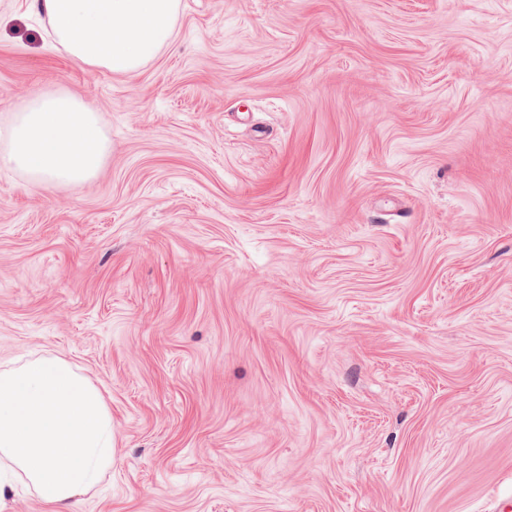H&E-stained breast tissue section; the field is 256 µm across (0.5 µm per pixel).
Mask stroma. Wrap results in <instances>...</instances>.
Listing matches in <instances>:
<instances>
[{
	"instance_id": "35a3bbf8",
	"label": "stroma",
	"mask_w": 512,
	"mask_h": 512,
	"mask_svg": "<svg viewBox=\"0 0 512 512\" xmlns=\"http://www.w3.org/2000/svg\"><path fill=\"white\" fill-rule=\"evenodd\" d=\"M59 86L111 154L0 170V364L103 392L78 512L512 499V0H181L131 75L0 0V113Z\"/></svg>"
}]
</instances>
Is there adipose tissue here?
Returning a JSON list of instances; mask_svg holds the SVG:
<instances>
[{
	"instance_id": "1",
	"label": "adipose tissue",
	"mask_w": 512,
	"mask_h": 512,
	"mask_svg": "<svg viewBox=\"0 0 512 512\" xmlns=\"http://www.w3.org/2000/svg\"><path fill=\"white\" fill-rule=\"evenodd\" d=\"M47 34L76 63L130 75L177 34L181 0H34ZM111 152L88 103L65 88L27 94L0 125V169L27 184L93 180ZM112 415L101 391L65 360L0 366V471L24 481L49 512H75L112 468Z\"/></svg>"
}]
</instances>
